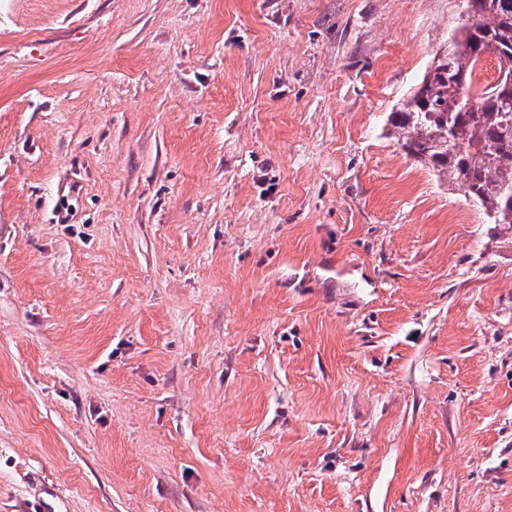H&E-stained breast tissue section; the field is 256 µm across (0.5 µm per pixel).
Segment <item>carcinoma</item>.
Here are the masks:
<instances>
[{
	"instance_id": "1",
	"label": "carcinoma",
	"mask_w": 512,
	"mask_h": 512,
	"mask_svg": "<svg viewBox=\"0 0 512 512\" xmlns=\"http://www.w3.org/2000/svg\"><path fill=\"white\" fill-rule=\"evenodd\" d=\"M482 54L494 58L499 79L479 87L471 106L462 83L476 80ZM387 123L402 148L457 184L487 223L512 230V0H489L477 26L462 22Z\"/></svg>"
}]
</instances>
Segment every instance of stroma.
<instances>
[{"instance_id": "obj_1", "label": "stroma", "mask_w": 512, "mask_h": 512, "mask_svg": "<svg viewBox=\"0 0 512 512\" xmlns=\"http://www.w3.org/2000/svg\"><path fill=\"white\" fill-rule=\"evenodd\" d=\"M461 0H0V512H512V232L387 124Z\"/></svg>"}]
</instances>
